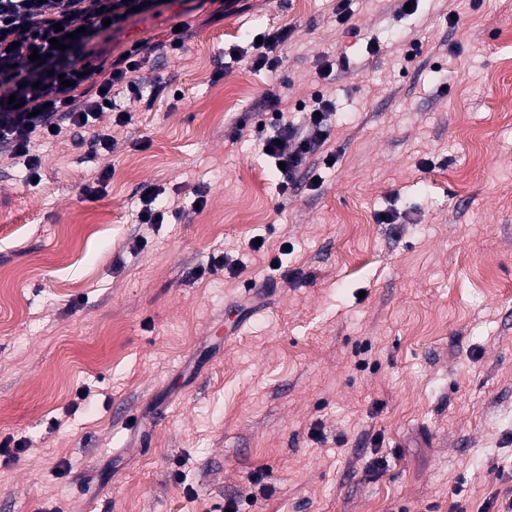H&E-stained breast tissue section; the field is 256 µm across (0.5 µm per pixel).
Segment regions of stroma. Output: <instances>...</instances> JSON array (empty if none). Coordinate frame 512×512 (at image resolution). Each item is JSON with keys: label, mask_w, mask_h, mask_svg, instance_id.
<instances>
[{"label": "stroma", "mask_w": 512, "mask_h": 512, "mask_svg": "<svg viewBox=\"0 0 512 512\" xmlns=\"http://www.w3.org/2000/svg\"><path fill=\"white\" fill-rule=\"evenodd\" d=\"M335 2L220 17L166 0L108 45L140 44L144 80L167 85L129 123L101 118L111 152L57 140L37 183L0 157V441L25 446L0 455V512H484L512 496V0L411 16L351 0L346 26ZM183 22L181 59L155 57ZM272 29L284 61L253 70ZM317 91L329 135L284 197L260 152L265 97L296 121ZM107 167V195L84 201ZM145 183L169 223H137ZM214 255L226 265L206 273Z\"/></svg>", "instance_id": "35a3bbf8"}]
</instances>
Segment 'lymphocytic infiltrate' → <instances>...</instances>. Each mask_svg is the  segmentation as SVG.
Returning a JSON list of instances; mask_svg holds the SVG:
<instances>
[{"instance_id": "lymphocytic-infiltrate-1", "label": "lymphocytic infiltrate", "mask_w": 512, "mask_h": 512, "mask_svg": "<svg viewBox=\"0 0 512 512\" xmlns=\"http://www.w3.org/2000/svg\"><path fill=\"white\" fill-rule=\"evenodd\" d=\"M159 0H0V146L21 160L30 177H38L37 145L59 139L71 129L90 131L92 147L111 150L109 134L96 132L105 112L123 123L124 101L144 97L138 73V47L116 59L93 43L112 37L131 17L132 7L150 11ZM62 49L52 48L51 40ZM38 60H31V53ZM331 101L315 95L302 124L279 122L266 137L268 158L283 163L279 192L295 188L296 176L327 138Z\"/></svg>"}]
</instances>
